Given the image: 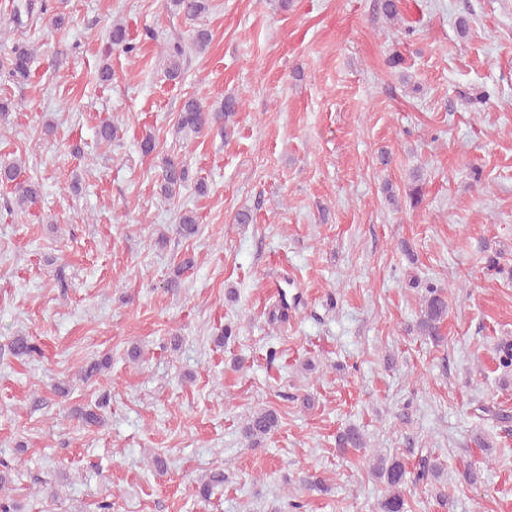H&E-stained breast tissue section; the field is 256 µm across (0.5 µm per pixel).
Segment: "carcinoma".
Here are the masks:
<instances>
[{"label": "carcinoma", "mask_w": 512, "mask_h": 512, "mask_svg": "<svg viewBox=\"0 0 512 512\" xmlns=\"http://www.w3.org/2000/svg\"><path fill=\"white\" fill-rule=\"evenodd\" d=\"M166 9L173 15L181 16L189 21H197L208 10V0H166ZM110 44L121 46L131 52L135 45L129 38L127 28L121 24H114L109 36ZM210 40L208 31L200 26L191 30L189 43L177 41L167 47L166 58L168 76L172 79L178 76L180 62L186 54V45L198 49L207 46ZM35 55L34 49L25 42H18L12 54L0 68L7 72L8 77L19 85L28 82L31 73V64ZM242 107L240 99L227 96L216 109L209 108L200 100L189 97L181 107L178 130L186 134H199L213 124L224 120L229 121ZM25 167L19 163L0 162V185L13 188L14 200L20 211H27L35 204L40 196L39 184L29 177H24ZM192 176L189 167L184 162L165 158L161 178L158 179L159 193L168 200H173L181 194ZM177 230L185 237L192 236L197 231V216L191 211H184L179 216ZM448 316V300L444 288L429 286L423 297L421 313L417 322V330L422 336H428L435 341L441 338L442 324ZM10 350L17 358L31 357L39 353V348L27 336H15L10 342ZM497 362L505 371H512V339H503L497 344ZM108 393L99 397L95 408L81 410L78 417L87 426H96L101 422L100 410L107 406ZM279 417L273 409H261L252 413L243 425V435L248 445L256 446L267 438L278 426ZM338 447L365 448L367 441L364 434L355 427H348L339 433ZM10 467L4 463L0 465V512H20L18 504L5 493L9 482ZM372 475L386 485V495L378 503V512H405L406 500L403 493L406 470L403 462L397 458H388L379 455L373 463ZM225 473L216 470L198 483L197 492L207 498L213 488L224 484Z\"/></svg>", "instance_id": "1"}]
</instances>
